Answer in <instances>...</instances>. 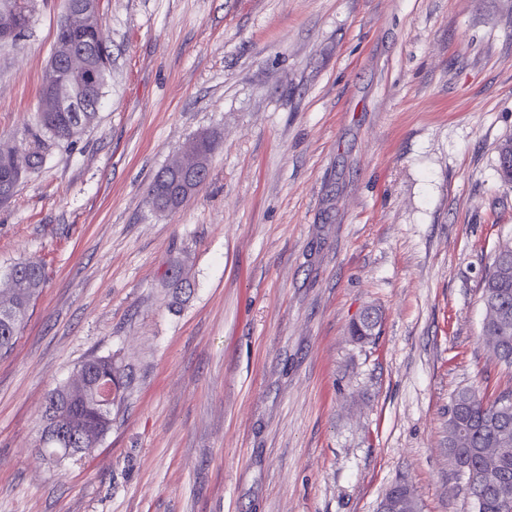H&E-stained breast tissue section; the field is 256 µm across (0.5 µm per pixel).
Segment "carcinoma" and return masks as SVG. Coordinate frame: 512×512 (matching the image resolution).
I'll return each mask as SVG.
<instances>
[{
	"label": "carcinoma",
	"instance_id": "obj_1",
	"mask_svg": "<svg viewBox=\"0 0 512 512\" xmlns=\"http://www.w3.org/2000/svg\"><path fill=\"white\" fill-rule=\"evenodd\" d=\"M84 0H65V11L72 21L56 27L52 52L61 62H77V70L66 75L85 86L87 105L99 102V90L107 85L108 63L112 53L101 36L100 11L83 12ZM36 11V0H0V33L16 31L22 38L28 31ZM35 123L20 140L0 139V204L10 201L22 178L39 171L52 150L71 145L84 129L92 125L98 113L59 112L52 95L39 89ZM215 142L199 136L155 177L150 203L160 212L179 208L186 179L201 165L208 163ZM170 284L183 293L191 290L181 265L170 268ZM43 265L34 260H21L0 276V302L14 305L16 314L0 315V354L9 353L21 333L31 303L45 284ZM481 300L484 307L483 334L495 338L494 351L499 360L512 369V239L498 242L493 261L483 277ZM380 324L375 316L368 325L359 319L353 335L360 341L370 339ZM83 389L70 382L52 389L47 395L43 423L58 421L64 433L45 441L44 454L52 455L65 448H95L112 427V407L95 400L97 389L108 396L116 395L121 372L112 357H92L84 361ZM512 449V391L488 403L469 389L456 392L448 405V456L453 464L467 468L458 470L466 476L467 492L476 512H512V499L505 500L502 489L512 495V452L495 456L498 448Z\"/></svg>",
	"mask_w": 512,
	"mask_h": 512
}]
</instances>
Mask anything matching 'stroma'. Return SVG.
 <instances>
[{"mask_svg": "<svg viewBox=\"0 0 512 512\" xmlns=\"http://www.w3.org/2000/svg\"><path fill=\"white\" fill-rule=\"evenodd\" d=\"M63 11L39 0L0 55V138L34 121ZM101 11L97 120L0 206V269L46 271L0 357V512H377L395 483L420 512H475L448 404L512 391L480 288L512 234V0ZM204 134L206 182L154 210L156 174ZM94 355L123 371L112 428L53 462L45 398Z\"/></svg>", "mask_w": 512, "mask_h": 512, "instance_id": "1", "label": "stroma"}]
</instances>
